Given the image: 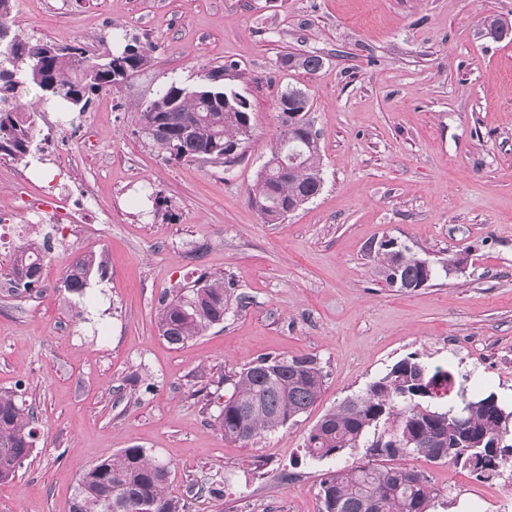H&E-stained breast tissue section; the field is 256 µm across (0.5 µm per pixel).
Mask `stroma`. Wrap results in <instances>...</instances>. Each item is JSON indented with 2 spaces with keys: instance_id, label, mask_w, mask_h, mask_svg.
<instances>
[{
  "instance_id": "obj_1",
  "label": "stroma",
  "mask_w": 512,
  "mask_h": 512,
  "mask_svg": "<svg viewBox=\"0 0 512 512\" xmlns=\"http://www.w3.org/2000/svg\"><path fill=\"white\" fill-rule=\"evenodd\" d=\"M512 0H11L12 31L61 46L153 43L150 65L72 117L40 108L37 159L0 160V222L23 226L12 250L47 236L39 293L0 287V390L37 406L35 447L0 483V512H69L78 480L140 447L168 463L173 495L218 482L224 498L189 512H323L324 473L310 429L409 354L467 373L469 392L512 397V39L482 36ZM317 54L314 74L285 56ZM224 73L244 97L252 135L230 166L175 162L135 112L157 90ZM309 97L320 135V193L265 223L249 191L280 132L277 100ZM27 181H19L18 170ZM70 199L56 223L26 201ZM460 258L427 286L388 287L377 249ZM100 263L83 293L60 284L74 259ZM236 301L222 324L182 347L157 328L162 292L201 274ZM310 355L327 374L296 421L248 442L216 417L230 376L266 356ZM437 497L427 512L512 496V468L485 481L454 464L411 462Z\"/></svg>"
}]
</instances>
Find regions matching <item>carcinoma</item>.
<instances>
[{
    "label": "carcinoma",
    "mask_w": 512,
    "mask_h": 512,
    "mask_svg": "<svg viewBox=\"0 0 512 512\" xmlns=\"http://www.w3.org/2000/svg\"><path fill=\"white\" fill-rule=\"evenodd\" d=\"M9 0H0V156L16 161L32 157L39 129V112L19 103V93L33 87L40 100L64 103L71 112L83 113L93 96L114 90L116 63L127 75L146 68L154 47L141 41L116 51L106 47L94 52L80 44L58 47L32 41L11 30ZM489 37L512 33V21L490 15L482 24ZM282 64L314 74L321 69L318 55H288ZM195 88L176 82L161 87L136 113L141 132L160 151L177 161L215 157L242 145L243 126L251 120L249 104L224 105V86L212 81ZM304 91L291 87L279 96L280 134L264 171L251 188V202L266 222L286 215L288 208L321 191L322 154L313 139L310 120H293L287 112L304 109ZM50 247L28 242L15 253L8 273L17 295L30 294L38 286ZM379 275L389 287L414 290L437 276L425 268L416 254L391 240L380 243ZM94 256L77 258L68 268L63 287L81 292L94 272ZM395 268L400 283L387 275ZM202 287L194 285L165 294L159 301L160 336L181 347L224 320L233 292L220 279L203 275ZM326 378L323 367L311 356L265 358L243 368L232 379L233 390L224 400L217 425L224 438L250 441L275 431L316 403ZM468 380L448 366L430 367L411 354L394 363L385 374L359 394L345 398L310 430L308 456L322 460L340 458L359 450L357 462L323 474L319 492L324 512H425L435 499V489L424 472L403 464L422 457L434 464L451 462L477 478H489L512 463V409L490 392L469 397L465 386L451 399L430 395L433 384L455 385ZM34 409L18 401L16 393L0 391V482H8L29 458L36 436ZM168 465L153 460L138 447L126 448L100 460L79 479L70 512H189V500L207 496L219 499L224 487L211 483L191 487L183 497L172 494Z\"/></svg>",
    "instance_id": "obj_1"
}]
</instances>
